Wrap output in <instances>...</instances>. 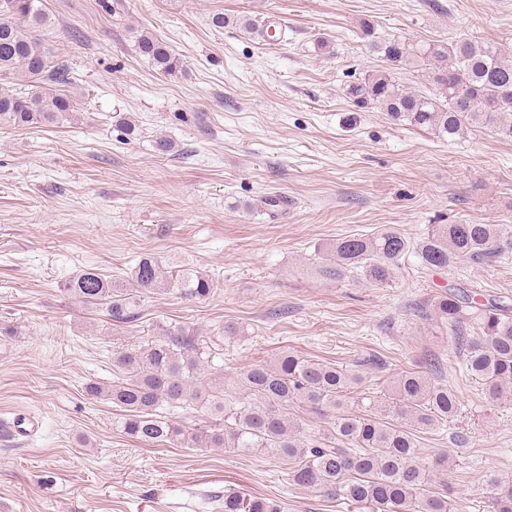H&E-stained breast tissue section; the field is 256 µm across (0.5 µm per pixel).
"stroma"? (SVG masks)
<instances>
[{"label": "stroma", "instance_id": "obj_1", "mask_svg": "<svg viewBox=\"0 0 512 512\" xmlns=\"http://www.w3.org/2000/svg\"><path fill=\"white\" fill-rule=\"evenodd\" d=\"M46 38L67 64L72 120L0 129V512H221L226 489L284 512H359L294 485L291 463L255 451L157 448L115 427L88 381L110 352L166 328L193 331L225 377L283 348L364 376L385 393L430 358L460 411L422 433L418 463L454 490L455 512H487L485 478H512V398L465 379L449 331L422 316L460 284L512 299V252L430 272L408 257L386 286L313 272L337 239L392 227L418 241L434 224L512 225V138L455 140L354 111L349 84L384 67L362 32L412 44L471 38L512 56V0H42ZM221 12L233 23L209 24ZM255 21V31L236 20ZM179 58L159 75L135 37ZM173 149H156L158 139ZM277 197L278 206L264 205ZM150 257L212 279L203 299L142 296L128 324L68 296L76 272L122 282ZM235 325L238 337L225 336Z\"/></svg>", "mask_w": 512, "mask_h": 512}]
</instances>
